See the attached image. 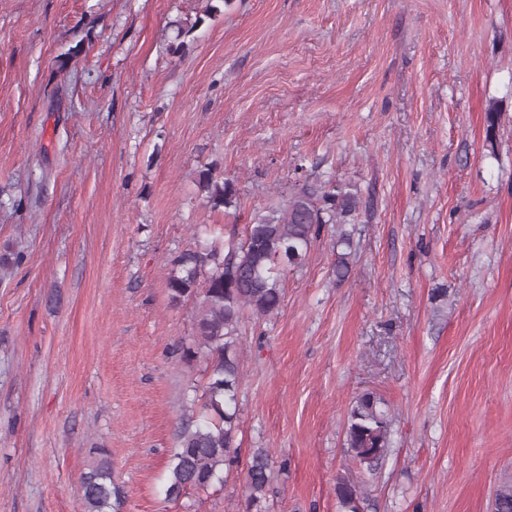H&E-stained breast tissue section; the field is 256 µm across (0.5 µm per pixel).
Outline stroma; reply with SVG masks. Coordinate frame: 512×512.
I'll use <instances>...</instances> for the list:
<instances>
[{"label": "stroma", "mask_w": 512, "mask_h": 512, "mask_svg": "<svg viewBox=\"0 0 512 512\" xmlns=\"http://www.w3.org/2000/svg\"><path fill=\"white\" fill-rule=\"evenodd\" d=\"M0 0V512H84L105 449L121 512H339L355 399L392 412L360 512H492L512 482V0ZM499 113L495 143L485 112ZM217 163L237 207L196 180ZM357 191L351 273L326 225L269 319L242 321L236 462L166 496L205 386L176 353L169 259L240 241L302 179ZM272 475L269 451L264 448L255 450L245 473L246 512H266L264 504Z\"/></svg>", "instance_id": "obj_1"}]
</instances>
